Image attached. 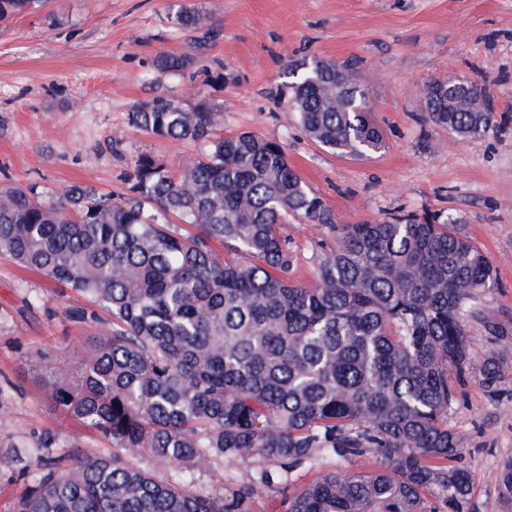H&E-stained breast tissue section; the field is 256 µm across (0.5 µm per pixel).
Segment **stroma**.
<instances>
[{
  "instance_id": "obj_1",
  "label": "stroma",
  "mask_w": 512,
  "mask_h": 512,
  "mask_svg": "<svg viewBox=\"0 0 512 512\" xmlns=\"http://www.w3.org/2000/svg\"><path fill=\"white\" fill-rule=\"evenodd\" d=\"M180 0H48L40 11L0 21V189L36 186L55 199L70 186L127 192L142 155L179 169L198 146L150 136L128 123L157 96L191 111L222 110L224 134L250 131L281 142L288 161L337 223L395 214H438L490 260L494 287L464 315L473 364L494 360L495 388L475 375L453 380L448 425L463 441L457 460L473 483V512H494L496 475L512 462V0H189L216 35L177 31ZM169 51L192 64L176 77L155 68ZM352 62L385 146L362 158L321 148L290 112L292 68ZM467 77L483 84L498 113L486 137L463 141L431 123L428 84ZM293 280L313 285L328 238L308 222L287 224ZM89 300L0 258V512L26 488L22 460L45 429L63 451L106 442L58 415L46 387L59 367L76 368L100 322L73 314ZM504 335L485 327L484 315ZM21 459H13V447ZM361 461L326 457L257 489L250 512H284L298 489Z\"/></svg>"
}]
</instances>
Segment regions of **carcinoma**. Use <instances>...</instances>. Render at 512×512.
<instances>
[{
  "label": "carcinoma",
  "instance_id": "cac0c4a2",
  "mask_svg": "<svg viewBox=\"0 0 512 512\" xmlns=\"http://www.w3.org/2000/svg\"><path fill=\"white\" fill-rule=\"evenodd\" d=\"M36 2L0 0V21ZM170 24L214 35L187 6ZM189 65L169 52L155 59L173 75ZM289 89L290 111L321 146L353 157L383 146L346 65L316 61ZM483 97L475 80H434L428 118L482 139L498 124L495 110L475 111ZM128 121L204 150L178 173L138 157L117 197L82 186L56 201L34 186L0 191V257L111 316L81 367L59 369L47 391L56 411L110 448L56 456L58 437L44 432L13 512H247L254 485L324 456H370L379 467L321 475L287 512H472L470 476L452 464L462 441L448 409L450 375L473 370L465 308L496 282L486 255L437 214L335 224L281 142L217 133L214 107L186 111L158 96ZM171 216L198 232L177 231ZM295 218L335 241L311 287L290 279L284 226ZM145 455L180 476L224 462L269 466L224 495L132 464ZM497 487L511 509L512 464Z\"/></svg>",
  "mask_w": 512,
  "mask_h": 512
}]
</instances>
